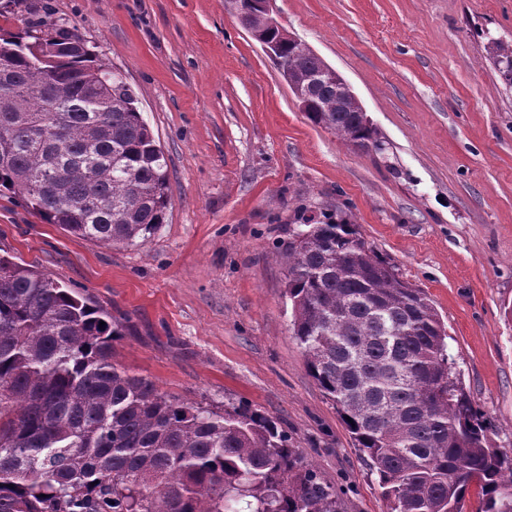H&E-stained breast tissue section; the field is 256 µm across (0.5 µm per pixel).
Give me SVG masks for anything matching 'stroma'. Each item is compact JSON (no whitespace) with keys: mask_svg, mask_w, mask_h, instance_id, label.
<instances>
[{"mask_svg":"<svg viewBox=\"0 0 512 512\" xmlns=\"http://www.w3.org/2000/svg\"><path fill=\"white\" fill-rule=\"evenodd\" d=\"M132 88L170 205L115 248L0 195V255L80 289L122 325L114 359L215 411L286 431L345 512H387L378 478L309 375L279 253L344 217L433 302L457 376L512 450V90L489 39L512 0H276L282 27L348 82L384 151L314 126L231 0H53Z\"/></svg>","mask_w":512,"mask_h":512,"instance_id":"obj_1","label":"stroma"}]
</instances>
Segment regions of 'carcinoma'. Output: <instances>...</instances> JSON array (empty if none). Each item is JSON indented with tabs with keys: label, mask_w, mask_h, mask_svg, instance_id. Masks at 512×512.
<instances>
[{
	"label": "carcinoma",
	"mask_w": 512,
	"mask_h": 512,
	"mask_svg": "<svg viewBox=\"0 0 512 512\" xmlns=\"http://www.w3.org/2000/svg\"><path fill=\"white\" fill-rule=\"evenodd\" d=\"M0 34V189L81 239L134 245L163 223L168 165L122 75L41 6L5 4ZM315 126L383 151L356 99L305 42L250 5ZM487 53L512 89V42ZM293 334L378 476L388 512H512V453L456 375L427 294L374 254L356 225H308L288 242ZM121 325L50 275L0 256V512H343L277 424L161 392L113 361ZM352 422H347V419Z\"/></svg>",
	"instance_id": "obj_1"
}]
</instances>
